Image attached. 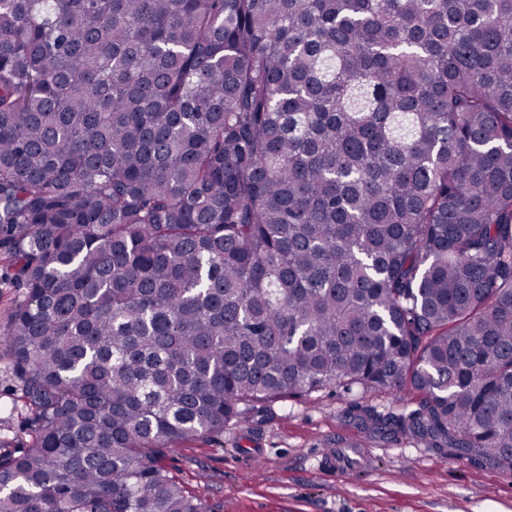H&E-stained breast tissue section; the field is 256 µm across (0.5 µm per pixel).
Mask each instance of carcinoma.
Returning a JSON list of instances; mask_svg holds the SVG:
<instances>
[{"instance_id": "obj_1", "label": "carcinoma", "mask_w": 512, "mask_h": 512, "mask_svg": "<svg viewBox=\"0 0 512 512\" xmlns=\"http://www.w3.org/2000/svg\"><path fill=\"white\" fill-rule=\"evenodd\" d=\"M0 512H210L163 466L331 385L512 471V0H0ZM5 271L4 261L0 260V330H4L8 323L9 315L18 298L17 288H11L9 284L1 278ZM29 413L21 397V386L11 362L0 352V442H9L10 449L32 440Z\"/></svg>"}]
</instances>
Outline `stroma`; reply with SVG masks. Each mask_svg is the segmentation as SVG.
I'll list each match as a JSON object with an SVG mask.
<instances>
[{
	"label": "stroma",
	"instance_id": "35a3bbf8",
	"mask_svg": "<svg viewBox=\"0 0 512 512\" xmlns=\"http://www.w3.org/2000/svg\"><path fill=\"white\" fill-rule=\"evenodd\" d=\"M420 400L408 388L366 392L333 385L175 449L165 465L211 512H512V472L411 439L365 440L366 458L340 475L323 470L322 449L359 436L357 408L398 413L416 409ZM32 437L21 386L0 352V440L14 447Z\"/></svg>",
	"mask_w": 512,
	"mask_h": 512
}]
</instances>
